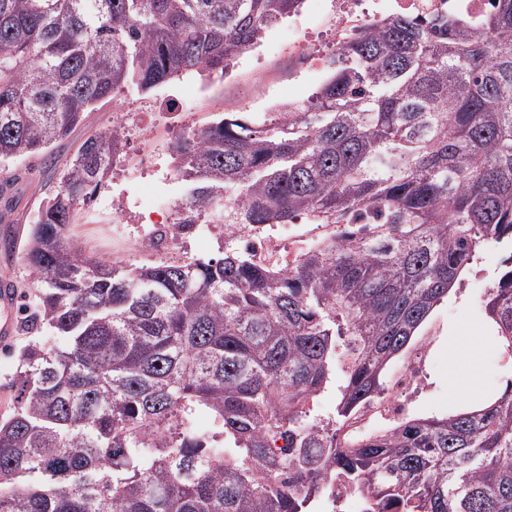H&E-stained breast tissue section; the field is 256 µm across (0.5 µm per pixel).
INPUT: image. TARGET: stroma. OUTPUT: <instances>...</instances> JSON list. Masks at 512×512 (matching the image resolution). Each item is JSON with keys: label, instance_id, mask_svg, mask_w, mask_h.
I'll return each mask as SVG.
<instances>
[{"label": "stroma", "instance_id": "35a3bbf8", "mask_svg": "<svg viewBox=\"0 0 512 512\" xmlns=\"http://www.w3.org/2000/svg\"><path fill=\"white\" fill-rule=\"evenodd\" d=\"M342 0H303L297 12L270 28L261 43L237 57L224 73L216 91L201 100L186 103L183 128H198L219 113L246 112L266 117L280 105L307 103L328 75L323 60L336 49L339 34L336 15ZM318 58L319 63L299 68L297 53ZM151 93L126 87L113 98L85 112L80 123L52 147L51 159L36 156L7 164L0 172V276L11 277L19 292L23 318L40 308L38 276L24 257L25 240L35 224L43 203L56 192L59 172L91 134L110 129L114 112L141 107ZM172 129L156 128L127 149L122 172L113 173L98 190L93 201L84 205L70 226L71 236L85 255L102 260L115 259L120 265H142L166 260L216 258L222 251V238L182 237L180 248L148 252L141 243L139 227L112 221V198L119 188L138 196L157 192L149 170L140 166L143 155L159 153ZM512 246L493 245L481 249L474 263L460 276L461 283L432 312L419 330V338H432L423 367V381L412 396L414 416H444L452 404L448 400V347L453 336L472 335L485 320L484 296L502 270ZM46 326L21 329L9 353H0V418L13 406L11 381L18 369L21 349L29 342L48 335Z\"/></svg>", "mask_w": 512, "mask_h": 512}]
</instances>
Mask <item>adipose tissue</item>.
<instances>
[{"instance_id": "ef3b65f1", "label": "adipose tissue", "mask_w": 512, "mask_h": 512, "mask_svg": "<svg viewBox=\"0 0 512 512\" xmlns=\"http://www.w3.org/2000/svg\"><path fill=\"white\" fill-rule=\"evenodd\" d=\"M497 339V326L490 322L478 335L461 336L453 340L452 360L448 366V389L452 392L465 391L463 406L480 408L492 403V395L479 386L478 369L487 344Z\"/></svg>"}]
</instances>
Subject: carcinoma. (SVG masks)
<instances>
[{
    "mask_svg": "<svg viewBox=\"0 0 512 512\" xmlns=\"http://www.w3.org/2000/svg\"><path fill=\"white\" fill-rule=\"evenodd\" d=\"M301 2L0 0V163L124 87L224 72ZM327 69L306 105L227 112L177 146L176 224L224 225L220 258L83 256L69 226L121 139L93 134L64 165L27 242L53 335L20 352L0 512H312L331 472L363 512H512V384L338 439L476 253L512 244V0L477 22L374 19ZM299 223L333 229L286 270L256 260L253 231ZM503 266L484 302L512 355Z\"/></svg>",
    "mask_w": 512,
    "mask_h": 512,
    "instance_id": "carcinoma-1",
    "label": "carcinoma"
}]
</instances>
